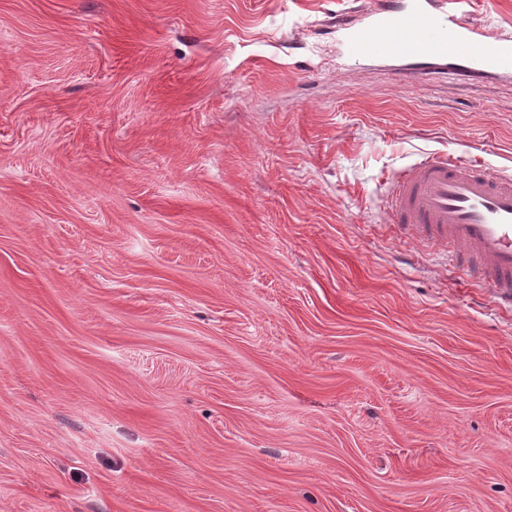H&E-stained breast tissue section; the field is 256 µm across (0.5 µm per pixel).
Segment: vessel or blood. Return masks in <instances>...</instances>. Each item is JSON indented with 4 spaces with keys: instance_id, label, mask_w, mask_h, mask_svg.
Segmentation results:
<instances>
[{
    "instance_id": "obj_1",
    "label": "vessel or blood",
    "mask_w": 512,
    "mask_h": 512,
    "mask_svg": "<svg viewBox=\"0 0 512 512\" xmlns=\"http://www.w3.org/2000/svg\"><path fill=\"white\" fill-rule=\"evenodd\" d=\"M461 0H370L333 24L346 59L399 62L410 75L512 77V38L458 13ZM388 208L394 224L455 259L512 307V176L485 162L438 155L406 168Z\"/></svg>"
}]
</instances>
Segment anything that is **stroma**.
I'll return each instance as SVG.
<instances>
[{"mask_svg":"<svg viewBox=\"0 0 512 512\" xmlns=\"http://www.w3.org/2000/svg\"><path fill=\"white\" fill-rule=\"evenodd\" d=\"M366 4L0 0V512H512V309L387 215L512 173V79L348 63Z\"/></svg>","mask_w":512,"mask_h":512,"instance_id":"35a3bbf8","label":"stroma"}]
</instances>
